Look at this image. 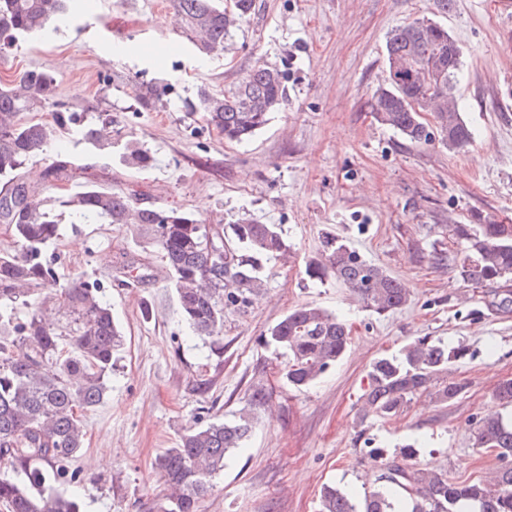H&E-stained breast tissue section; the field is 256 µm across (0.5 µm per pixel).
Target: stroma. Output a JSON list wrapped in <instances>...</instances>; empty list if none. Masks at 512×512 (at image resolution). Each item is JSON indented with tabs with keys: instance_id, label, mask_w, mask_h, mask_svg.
I'll list each match as a JSON object with an SVG mask.
<instances>
[{
	"instance_id": "stroma-1",
	"label": "stroma",
	"mask_w": 512,
	"mask_h": 512,
	"mask_svg": "<svg viewBox=\"0 0 512 512\" xmlns=\"http://www.w3.org/2000/svg\"><path fill=\"white\" fill-rule=\"evenodd\" d=\"M423 16L463 51L455 99L472 139L457 150L412 143L370 112L390 33ZM227 45L230 55H197L170 0H80L50 37L0 50V81L46 71L64 108L112 130L110 149L70 132L27 161L25 180L40 197L68 192V184L42 181L62 149L101 188L213 225L246 212L280 225L290 244L288 259L270 262L265 294L247 312L227 314L221 338L203 339L182 320L155 250L116 225L62 217L45 255L62 277L104 289L125 344L106 398L83 414V481L55 492L78 498L83 512H149L160 490L156 455L186 429L232 418L258 383L269 398L199 512H318L323 485L372 489L384 468L370 449L389 457L410 442L419 466L459 481L483 478L495 461L471 446L468 429L493 410L498 384L512 379V309L498 305L512 281L464 282L448 227L512 224V0H453L445 14L433 0H257ZM259 61L283 72L288 104L251 140L227 141L203 113L186 111L199 86L231 87ZM159 77L169 93L143 108L145 86ZM130 141L150 151L152 167L123 162ZM328 232L407 284L408 304L378 314L335 277L309 280L305 266L320 258ZM131 262L140 277L128 273ZM308 303L345 318L352 333L344 358L298 391L265 334ZM422 336L467 348L448 372L464 392L445 405L421 395L395 417L358 422L371 362Z\"/></svg>"
}]
</instances>
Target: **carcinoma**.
<instances>
[{"label": "carcinoma", "instance_id": "obj_1", "mask_svg": "<svg viewBox=\"0 0 512 512\" xmlns=\"http://www.w3.org/2000/svg\"><path fill=\"white\" fill-rule=\"evenodd\" d=\"M73 0H0V45L45 34L65 19ZM184 20V37L203 55L224 52L232 31L256 10V0H170ZM384 83L373 94L374 119L417 144L439 139L450 149L467 145L472 131L451 106L463 72V52L448 30L416 19L394 30L387 40ZM56 82L43 70H28L19 84H0V224H9L14 252L0 254V308L24 299L27 315L16 335H0V463L13 477L0 478V507L5 512H80L74 498L52 492L51 483L79 482L80 471L68 463L84 445L83 412L103 402L112 373V359L123 336L104 291L80 277L61 281L44 248L57 237V215L23 180L32 156L46 151L53 129L23 123L22 112L55 104ZM288 101L281 72L255 65L237 84L222 91L205 87L189 105L204 113L207 123L234 142L250 140L271 115ZM434 118L430 131L421 114ZM81 140L103 150L112 146L93 123L78 128ZM123 160L135 168L153 164L151 153L135 144ZM79 167L63 151L56 153L45 178L54 185L76 177ZM76 220L117 224L157 249L177 294L181 316L197 336L218 337L226 312H244L261 296L268 264L290 250L280 225L241 216L221 229L196 215L173 208L144 205L121 191L102 190L91 182L78 195L56 198ZM448 236L463 257L458 272L466 282L498 283L512 279L511 224H450ZM324 259L306 264L305 274L320 280L332 274L364 305L381 314L410 301V289L382 267L364 259L334 235L324 240ZM54 299L65 323L54 328L40 313ZM350 328L341 317L316 304L288 312L268 329L267 342L288 354L284 376L297 389L310 386L345 353ZM28 351L14 352L16 343ZM464 349L419 338L397 356L373 361L361 396L358 418L389 419L412 398L429 395L440 404L464 389L448 380V367ZM264 385L252 387L231 420L215 417L184 431L177 446L155 460L164 485L152 512H198L199 502L224 471L226 459L243 447L254 427L252 409L266 399ZM498 405L512 411V381L495 391ZM475 448L495 451L497 466L489 481L463 482L446 470L413 463L415 446L406 445L385 463L384 484L358 500L325 485L319 512H512V420L499 413L469 428Z\"/></svg>", "mask_w": 512, "mask_h": 512}]
</instances>
